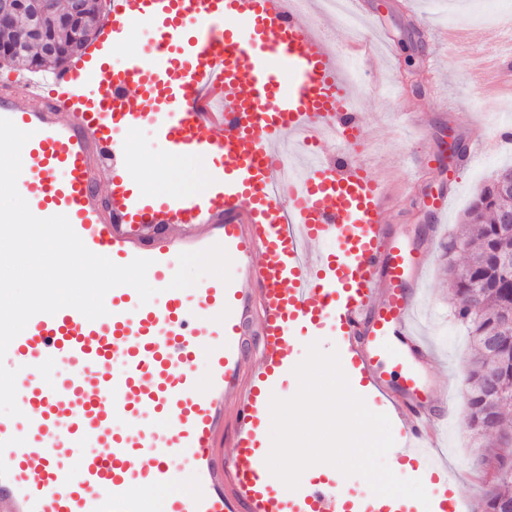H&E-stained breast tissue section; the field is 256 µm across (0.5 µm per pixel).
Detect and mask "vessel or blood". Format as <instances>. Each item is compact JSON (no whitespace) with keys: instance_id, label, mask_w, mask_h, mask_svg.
<instances>
[{"instance_id":"obj_1","label":"vessel or blood","mask_w":512,"mask_h":512,"mask_svg":"<svg viewBox=\"0 0 512 512\" xmlns=\"http://www.w3.org/2000/svg\"><path fill=\"white\" fill-rule=\"evenodd\" d=\"M110 4L80 73L0 82V117L30 135L17 190L31 212L67 216L116 264L151 260L157 293L144 303L118 286L105 316L39 313L12 340L1 360L21 414H0V512H146L151 497L158 512H354L338 480L284 494L261 446V399L300 341L327 332L402 420L395 467L424 461L432 512H460L459 473L431 455V407L454 395L430 390L437 358L414 319L428 250L385 223L394 200L353 150L369 126L349 50L373 33L335 41L296 0ZM137 24L151 50L106 65ZM143 126L171 155L211 158L205 191L139 187L127 135ZM215 244L231 282L171 288L179 255Z\"/></svg>"}]
</instances>
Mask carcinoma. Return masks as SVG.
Masks as SVG:
<instances>
[{
	"instance_id": "obj_1",
	"label": "carcinoma",
	"mask_w": 512,
	"mask_h": 512,
	"mask_svg": "<svg viewBox=\"0 0 512 512\" xmlns=\"http://www.w3.org/2000/svg\"><path fill=\"white\" fill-rule=\"evenodd\" d=\"M18 10L12 19L0 26V59L18 69L40 72L45 68L66 69L73 57L70 46L75 28L59 22L60 15L66 13L68 0H15ZM104 0H83L82 16L77 21L80 27V47L85 50L101 30V16ZM41 25L38 37H33L31 29ZM52 42L57 46L54 55L44 52L42 43ZM512 179V170L504 171L493 178L477 194L467 212L464 224L457 239L463 246L473 248L472 255L464 265L456 260L447 262L448 279L454 286L458 320L466 327L474 347L469 360L468 373L480 387L485 371L501 368L502 362H508L505 382L512 386V334H503L501 348L491 352L483 347V336L495 329V319L500 312L512 309V271L500 273L494 271L489 254L498 249H512V239L501 235L499 231L500 215L512 210V196L496 192L499 182ZM512 407V399L503 400L495 405L496 424L490 428L481 427L475 434L487 440L485 448L488 455L495 458L502 449L512 448L507 431H512V419L504 410ZM509 480L484 484L482 497L486 498L485 508H490V500L509 497L512 492Z\"/></svg>"
}]
</instances>
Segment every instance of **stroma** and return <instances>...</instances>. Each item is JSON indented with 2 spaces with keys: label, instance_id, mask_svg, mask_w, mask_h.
<instances>
[{
  "label": "stroma",
  "instance_id": "35a3bbf8",
  "mask_svg": "<svg viewBox=\"0 0 512 512\" xmlns=\"http://www.w3.org/2000/svg\"><path fill=\"white\" fill-rule=\"evenodd\" d=\"M477 0H363L366 14L383 24V35L394 45V58L379 60L383 79L362 74L361 111L374 128L370 155L375 176L390 190L399 191L406 181L417 184L418 194L388 213L387 223L399 235L416 244L426 238L430 226L438 236L428 256L426 285L419 304L421 333L434 347L435 376L451 381L458 390L453 417L440 432L435 455L458 468L470 507H477L484 480L472 463L480 455L479 444L468 427L465 397L471 341L455 315L446 272V246L462 223L478 190L497 173L512 167V154L488 153L466 160L473 125H488L486 111L512 125V87L490 91L476 67L474 55L497 42L492 26L472 20ZM419 110L420 128H402L397 113ZM450 136L459 144L454 159L439 155V140ZM130 157L142 185H149L157 170L170 169L166 147L150 128L138 129L130 138ZM434 155L431 166L408 167L415 151ZM446 194L448 211L440 223L419 199L427 191Z\"/></svg>",
  "mask_w": 512,
  "mask_h": 512
}]
</instances>
